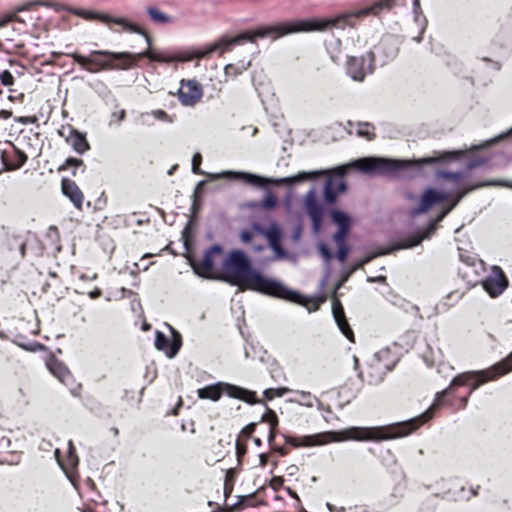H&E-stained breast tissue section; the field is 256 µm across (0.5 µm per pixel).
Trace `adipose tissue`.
Returning a JSON list of instances; mask_svg holds the SVG:
<instances>
[{
  "label": "adipose tissue",
  "instance_id": "adipose-tissue-1",
  "mask_svg": "<svg viewBox=\"0 0 512 512\" xmlns=\"http://www.w3.org/2000/svg\"><path fill=\"white\" fill-rule=\"evenodd\" d=\"M273 30L261 44L227 47L217 73L224 92L203 106L148 127L99 125L83 102L68 112L87 134V198L109 196L113 209L152 221L137 240L113 244V301L90 295L98 267L74 252L60 257L48 294H0V323L32 326L39 349L27 359L38 372L44 355L55 354L80 383L120 400L153 398L168 410L169 382L181 378L193 399L165 433L180 462L141 442L125 488L140 512H214L225 453L265 452L275 426L314 446L289 457L286 471L306 512H343L376 495L385 457L426 470L443 488L449 462H462L450 512H512V371L494 368L512 352V156L497 163L501 189L463 193L428 239L366 266L332 303L288 308L236 280L195 277L179 255L178 219L215 169L260 173L278 193L288 172L336 169L350 155L369 160L372 177L390 155L452 160L495 139L512 127V0H390L385 12L354 14L333 30L291 33L282 22ZM70 209L51 151L0 174L1 223L41 224ZM467 267L480 275L470 288L461 280ZM125 292L145 320L126 313ZM419 317L449 369L396 350L363 396L325 402L395 349ZM274 360L283 375L271 370ZM201 371L207 383L198 382ZM461 385L470 394L450 417L385 441L367 438L368 428L412 419ZM43 386L45 436L0 421V445L14 453L0 465V512H85L81 479L117 512L111 477L120 459L83 469L89 427L53 382ZM239 389L252 400L236 397ZM65 460L80 474L64 472Z\"/></svg>",
  "mask_w": 512,
  "mask_h": 512
}]
</instances>
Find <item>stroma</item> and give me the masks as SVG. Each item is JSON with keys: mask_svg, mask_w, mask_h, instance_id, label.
<instances>
[{"mask_svg": "<svg viewBox=\"0 0 512 512\" xmlns=\"http://www.w3.org/2000/svg\"><path fill=\"white\" fill-rule=\"evenodd\" d=\"M389 0H0V31L15 30L14 40L0 45V128L10 137L0 139V173L22 166L36 152L37 142L27 137L32 120L26 96L39 82L62 77V90L79 86L88 98L110 103L114 120L145 126L172 110L134 112L125 97L108 81L112 72H125L144 85L176 84L179 105L191 108L218 95L221 82L213 71L224 64L228 45L260 44L272 36L271 19L286 15L298 25L336 28L351 11H384ZM47 19L41 36L54 46L52 54L36 53L26 22ZM111 30L114 40L128 41V53L113 51L111 42L91 51H74L66 42L68 28ZM192 79H184V72ZM512 155V129L491 141L469 147L466 157L448 161L426 154L386 159L376 177L363 175L355 160L345 162L343 175L351 183L346 196L336 200V219L343 231L336 234V252L325 255L316 238L305 235L279 255L252 257L245 267L246 287L261 293L269 283H281L278 303L296 296L307 303L336 298L337 283L355 277L364 266L417 246L447 217L460 198V187L470 191L494 187L491 172L500 157ZM335 170H320L301 178L289 174L284 194L267 191L249 173L224 170L206 173L183 216L181 257L196 276L223 281L229 272L218 246L232 247L245 224H262L281 209L290 215L310 210V190L330 186ZM289 454L271 448L256 471L234 472V490L225 491L216 512H303L279 470Z\"/></svg>", "mask_w": 512, "mask_h": 512, "instance_id": "stroma-1", "label": "stroma"}]
</instances>
